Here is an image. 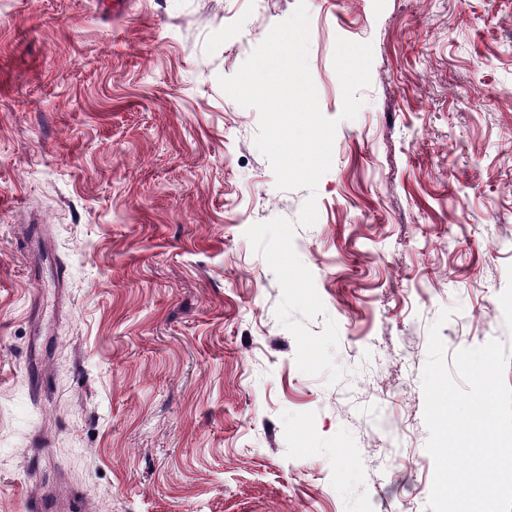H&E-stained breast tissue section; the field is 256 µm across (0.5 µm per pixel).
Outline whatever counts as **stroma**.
<instances>
[{"label":"stroma","mask_w":512,"mask_h":512,"mask_svg":"<svg viewBox=\"0 0 512 512\" xmlns=\"http://www.w3.org/2000/svg\"><path fill=\"white\" fill-rule=\"evenodd\" d=\"M306 5L338 122L313 192L277 189L218 82L297 0L0 5V512H428L431 324L447 357L512 353V0ZM340 37L373 50L352 120ZM312 195L333 385L245 235Z\"/></svg>","instance_id":"stroma-1"}]
</instances>
